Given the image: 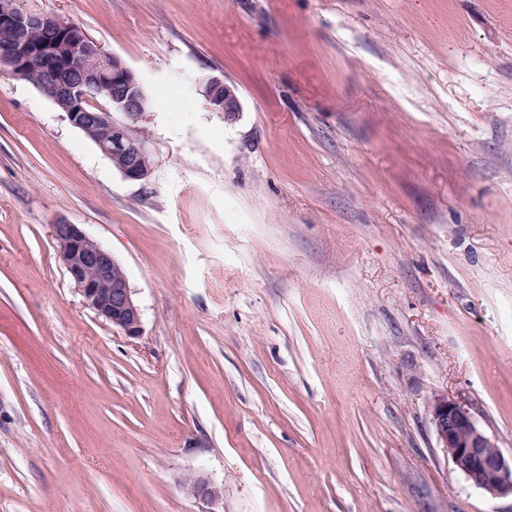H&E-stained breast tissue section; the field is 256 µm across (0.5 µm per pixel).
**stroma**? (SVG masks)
Returning <instances> with one entry per match:
<instances>
[{
    "label": "stroma",
    "instance_id": "1",
    "mask_svg": "<svg viewBox=\"0 0 512 512\" xmlns=\"http://www.w3.org/2000/svg\"><path fill=\"white\" fill-rule=\"evenodd\" d=\"M139 77L131 182L0 70V512H512L426 401L512 458V0H18ZM234 86L233 121L202 82ZM123 267L132 339L50 226ZM59 259L84 304L129 338L142 333V315L125 272L112 253L78 224H51ZM439 448L475 486L493 496L512 497V460L509 463L491 438L479 427L471 409L450 398L448 393L432 394L426 402ZM182 487L186 494L203 503L213 504L221 497V489L218 486L195 473L185 475Z\"/></svg>",
    "mask_w": 512,
    "mask_h": 512
}]
</instances>
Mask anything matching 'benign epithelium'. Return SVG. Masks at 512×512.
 Segmentation results:
<instances>
[{"label": "benign epithelium", "instance_id": "7a95c632", "mask_svg": "<svg viewBox=\"0 0 512 512\" xmlns=\"http://www.w3.org/2000/svg\"><path fill=\"white\" fill-rule=\"evenodd\" d=\"M71 21L58 14L20 8L16 0H0V64L17 75L29 59L41 58L38 89L52 102L68 104L66 118L88 137L123 177L140 182L150 171L144 159L152 155L149 143L139 140L135 121L148 97L135 74L119 57L108 53L87 36L82 41L66 38ZM42 33L33 43L28 32ZM82 58L87 64L79 66ZM203 93L210 108L233 120L241 105L236 89L218 76L204 81ZM59 259L84 304L129 338L142 333V315L133 298L126 273L112 253L91 238L78 224L51 225ZM439 447L453 465L475 486L493 496H512V462L494 447L479 427L471 409L446 393H434L426 402ZM186 494L207 504L221 497V489L195 473L185 475Z\"/></svg>", "mask_w": 512, "mask_h": 512}]
</instances>
